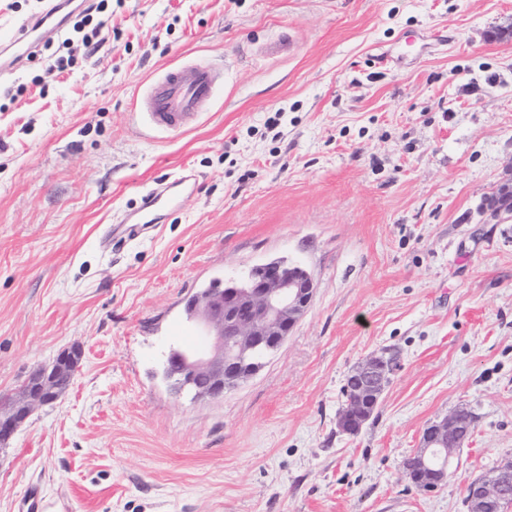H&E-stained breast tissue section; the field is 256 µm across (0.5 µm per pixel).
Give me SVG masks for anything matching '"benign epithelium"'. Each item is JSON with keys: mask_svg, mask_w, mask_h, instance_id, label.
Instances as JSON below:
<instances>
[{"mask_svg": "<svg viewBox=\"0 0 512 512\" xmlns=\"http://www.w3.org/2000/svg\"><path fill=\"white\" fill-rule=\"evenodd\" d=\"M483 209L494 217L512 215V183L507 181L485 200ZM314 281L303 267L284 259L254 266L242 279L229 278L222 288H203L185 305L187 321L200 345L173 346L163 364V376L176 395L218 399L261 368L256 356L278 351L300 316L309 308ZM74 351L59 353L52 364L37 368L12 398L11 409L0 411V445L24 423L31 410L59 400L77 373ZM398 365L395 353L372 354L355 367L359 384L340 410L336 425L356 433L378 404ZM472 412L458 407L432 422L422 445L404 475L422 491L431 492L446 481L452 458L472 434ZM512 509V462L492 470L468 486V512H509Z\"/></svg>", "mask_w": 512, "mask_h": 512, "instance_id": "7a95c632", "label": "benign epithelium"}]
</instances>
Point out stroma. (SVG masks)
<instances>
[{"label": "stroma", "instance_id": "stroma-1", "mask_svg": "<svg viewBox=\"0 0 512 512\" xmlns=\"http://www.w3.org/2000/svg\"><path fill=\"white\" fill-rule=\"evenodd\" d=\"M0 76V402L78 347L75 379L0 448V512H468L512 461V0H90ZM290 33L293 54H261ZM72 59L55 71L58 57ZM224 84L184 130L136 99L194 61ZM198 187L170 223L102 240L159 179ZM274 258L312 276L281 349L223 398L170 393L184 306ZM398 367L354 436L336 418L367 355ZM476 418L438 490L403 475L424 429ZM483 209L490 211L493 217L512 215V183L511 180L503 183L498 189L485 200Z\"/></svg>", "mask_w": 512, "mask_h": 512}]
</instances>
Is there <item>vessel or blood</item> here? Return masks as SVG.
Returning a JSON list of instances; mask_svg holds the SVG:
<instances>
[{
  "instance_id": "obj_1",
  "label": "vessel or blood",
  "mask_w": 512,
  "mask_h": 512,
  "mask_svg": "<svg viewBox=\"0 0 512 512\" xmlns=\"http://www.w3.org/2000/svg\"><path fill=\"white\" fill-rule=\"evenodd\" d=\"M82 0H42L38 13L19 23H0V72L11 74L23 67L45 41L62 30L81 9ZM223 74L206 62L166 71L148 84L137 100L150 123L164 131H180L213 99ZM193 175L164 180L146 192L138 206L126 210L113 225L109 242L121 245L155 231L178 212L181 200L193 191Z\"/></svg>"
}]
</instances>
